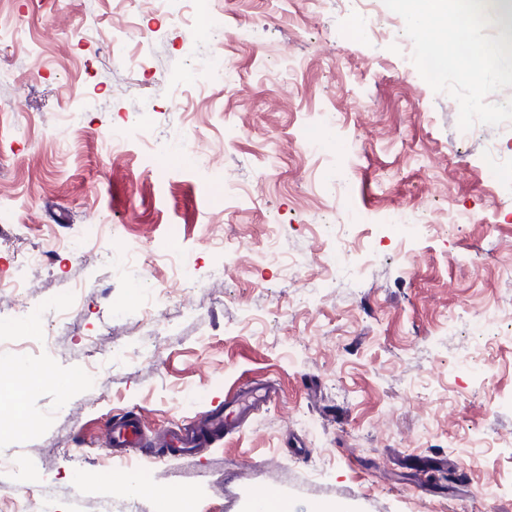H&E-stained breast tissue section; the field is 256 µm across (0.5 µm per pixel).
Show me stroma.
I'll return each mask as SVG.
<instances>
[{
    "label": "stroma",
    "mask_w": 512,
    "mask_h": 512,
    "mask_svg": "<svg viewBox=\"0 0 512 512\" xmlns=\"http://www.w3.org/2000/svg\"><path fill=\"white\" fill-rule=\"evenodd\" d=\"M177 8L0 0V276L21 247L99 227L29 271L30 316L0 338L49 339L37 379L0 371V411L25 419L0 437V488H55L59 512H166L181 491L191 512H250L263 490L291 512H512V320L483 324L512 308V169L484 175L512 122L461 138L457 102L409 68L403 18L357 35L360 0ZM212 58L235 87L205 83ZM395 209L412 223L376 224ZM111 347L126 359L74 381ZM262 381L276 400L193 454L103 449L116 418L159 444ZM130 471L145 492L113 488Z\"/></svg>",
    "instance_id": "stroma-1"
}]
</instances>
